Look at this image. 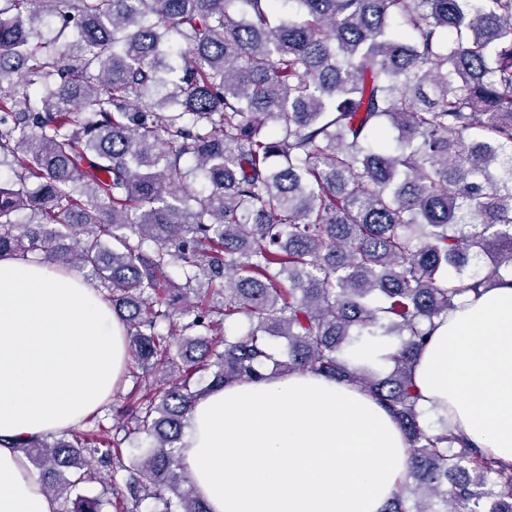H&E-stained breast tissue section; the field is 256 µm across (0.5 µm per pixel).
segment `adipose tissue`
<instances>
[{
	"mask_svg": "<svg viewBox=\"0 0 512 512\" xmlns=\"http://www.w3.org/2000/svg\"><path fill=\"white\" fill-rule=\"evenodd\" d=\"M125 328L101 293L33 259H0V512H56L14 449L106 404ZM419 408L512 463V282L465 296L416 357ZM182 463L208 512H383L409 469L391 414L357 387L302 370L196 400Z\"/></svg>",
	"mask_w": 512,
	"mask_h": 512,
	"instance_id": "obj_1",
	"label": "adipose tissue"
}]
</instances>
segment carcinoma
<instances>
[{"mask_svg": "<svg viewBox=\"0 0 512 512\" xmlns=\"http://www.w3.org/2000/svg\"><path fill=\"white\" fill-rule=\"evenodd\" d=\"M0 167V258L88 272L136 366L113 421L13 444L59 512L120 480L135 512H207L194 402L297 370L403 429L384 512H512V464L425 425L412 375L434 320L512 276V0H0ZM379 333L391 370L352 366Z\"/></svg>", "mask_w": 512, "mask_h": 512, "instance_id": "obj_1", "label": "carcinoma"}]
</instances>
